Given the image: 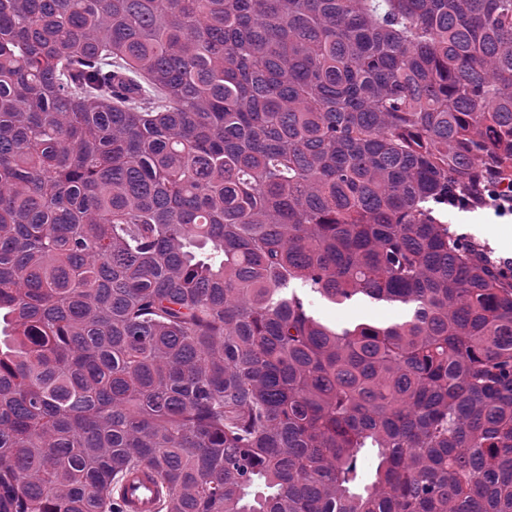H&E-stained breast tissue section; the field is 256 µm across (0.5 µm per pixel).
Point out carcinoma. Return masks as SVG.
Wrapping results in <instances>:
<instances>
[{"instance_id": "1", "label": "carcinoma", "mask_w": 512, "mask_h": 512, "mask_svg": "<svg viewBox=\"0 0 512 512\" xmlns=\"http://www.w3.org/2000/svg\"><path fill=\"white\" fill-rule=\"evenodd\" d=\"M509 181L512 0H0V512H512ZM511 210L502 213L496 208L455 209L448 214L452 228L458 233H465L482 245L490 257L512 259V240L510 246H504L498 236L501 229L512 227V198L509 197ZM510 259V260H511ZM319 313L329 321H344L350 319L351 316L372 317V319H380L384 321H394L402 316V312L398 309L390 307H371V306H353L345 308H336L335 306L319 303L317 305ZM125 512H156L157 500L152 482L141 469H132L126 476Z\"/></svg>"}]
</instances>
